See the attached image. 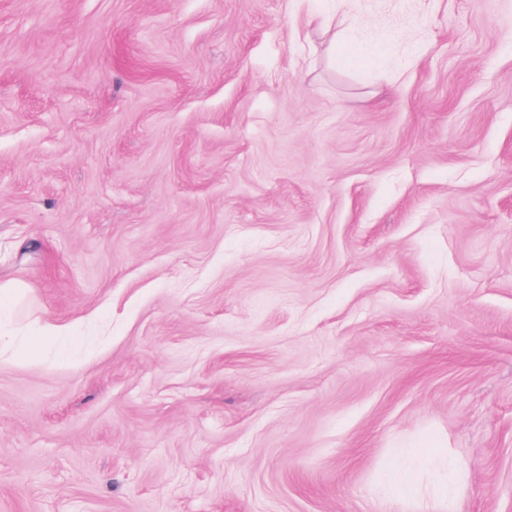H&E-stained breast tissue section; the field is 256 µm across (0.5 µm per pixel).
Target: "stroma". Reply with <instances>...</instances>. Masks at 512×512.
Segmentation results:
<instances>
[{
    "instance_id": "35a3bbf8",
    "label": "stroma",
    "mask_w": 512,
    "mask_h": 512,
    "mask_svg": "<svg viewBox=\"0 0 512 512\" xmlns=\"http://www.w3.org/2000/svg\"><path fill=\"white\" fill-rule=\"evenodd\" d=\"M0 512H512V0H0ZM25 295V289L18 283L12 281H0V350L2 345L10 343L13 339L24 342V352L28 357H37L42 348L41 338L44 336H68L76 339L77 336H70L67 325L46 323L44 336H21L22 329L16 323V313L19 303ZM414 454L417 456L415 465L397 460L387 471L384 478V489L389 499H419L415 466L423 465L426 459H438L444 456V453H435L426 448H416Z\"/></svg>"
}]
</instances>
